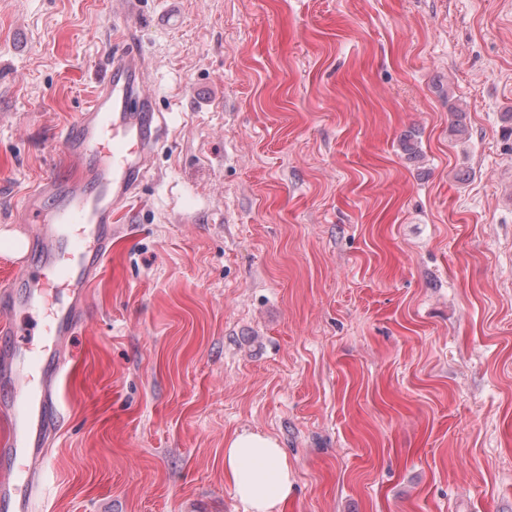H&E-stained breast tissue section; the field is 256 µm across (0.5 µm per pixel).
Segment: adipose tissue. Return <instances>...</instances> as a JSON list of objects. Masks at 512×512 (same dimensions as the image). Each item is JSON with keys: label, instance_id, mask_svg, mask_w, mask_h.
<instances>
[{"label": "adipose tissue", "instance_id": "obj_1", "mask_svg": "<svg viewBox=\"0 0 512 512\" xmlns=\"http://www.w3.org/2000/svg\"><path fill=\"white\" fill-rule=\"evenodd\" d=\"M224 478L247 512H281L292 489L278 441L261 432L241 430L225 441Z\"/></svg>", "mask_w": 512, "mask_h": 512}]
</instances>
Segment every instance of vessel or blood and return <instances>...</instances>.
<instances>
[{"instance_id": "b4317fda", "label": "vessel or blood", "mask_w": 512, "mask_h": 512, "mask_svg": "<svg viewBox=\"0 0 512 512\" xmlns=\"http://www.w3.org/2000/svg\"><path fill=\"white\" fill-rule=\"evenodd\" d=\"M145 81L134 50L111 57L90 104L61 132L73 174L47 175L16 218L30 251L16 260L12 281L0 285V334L21 333L18 314L45 305L49 289L64 295L50 312L47 350L19 345L0 356V385L10 394L0 407L8 425L0 455L20 463L0 480V512H37L44 495L46 450L64 419L59 382L71 340L88 319V288L112 252V217L135 196L163 136L162 116L142 92Z\"/></svg>"}]
</instances>
